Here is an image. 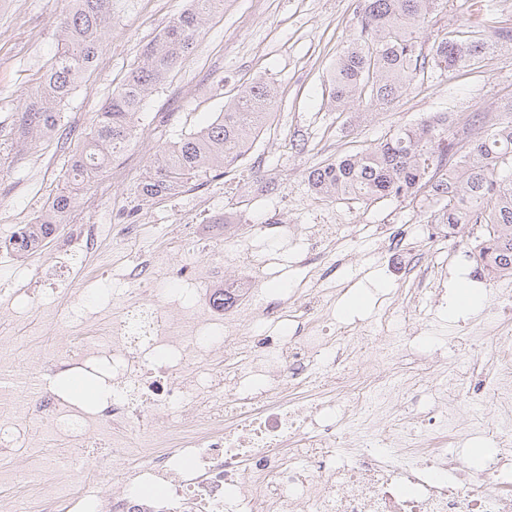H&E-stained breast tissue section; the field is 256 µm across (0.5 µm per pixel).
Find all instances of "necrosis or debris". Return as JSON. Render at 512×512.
Returning a JSON list of instances; mask_svg holds the SVG:
<instances>
[{
    "label": "necrosis or debris",
    "mask_w": 512,
    "mask_h": 512,
    "mask_svg": "<svg viewBox=\"0 0 512 512\" xmlns=\"http://www.w3.org/2000/svg\"><path fill=\"white\" fill-rule=\"evenodd\" d=\"M340 237L339 225H313L296 264L331 258ZM97 251V228L84 225L63 250L65 273L82 277ZM120 276L138 304L114 312L101 339L82 340L79 358L44 359L55 374L102 379L99 406L82 409L40 375L0 369V455L28 445L34 420L75 446L47 467L19 458L28 489L0 500V512H512V336L502 326L465 328L463 364L420 379L396 367L416 334L402 341L373 323L326 334L329 291L316 278L218 321L188 282L234 295L252 284L225 280L224 254L209 245L176 266L164 251L130 257ZM112 295L63 288L59 330L91 321ZM227 347L245 355L243 367L202 368ZM474 389L493 419L467 409ZM400 400L422 408L425 428L394 415ZM479 436L493 452L473 469L459 452ZM106 481L118 488L109 498Z\"/></svg>",
    "instance_id": "necrosis-or-debris-1"
}]
</instances>
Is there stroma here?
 I'll return each instance as SVG.
<instances>
[{
  "mask_svg": "<svg viewBox=\"0 0 512 512\" xmlns=\"http://www.w3.org/2000/svg\"><path fill=\"white\" fill-rule=\"evenodd\" d=\"M70 6V0H0V243L9 239L14 225L29 223L60 191L67 161L96 112L137 63L142 47L186 8L187 0H118L95 71L84 77L63 108L65 135L35 142L25 133L21 115L39 99L42 75L56 51L55 25ZM359 20L358 0H224L195 50L146 103L137 137L118 160L129 168L127 178L117 181L111 171L100 173L55 235L37 252L16 258L1 274L19 288L20 302L31 306L28 316L14 324L23 345L36 342L28 323L38 315L37 302L49 299L60 278L54 262L77 225L99 229L101 252L82 283L90 292L111 287L113 270L134 254L164 248L171 263H178L182 247L169 234L172 225L186 226L204 242L213 221L232 212L239 222L232 225L230 240L251 251L273 244L285 224L358 226L357 234L337 245L335 266L321 269L323 287L336 291L340 326L381 317L378 297L399 291L401 267L390 260L376 228L408 225L409 250L437 254L443 265V295L424 298L414 307L401 306L386 321L384 333L394 335L407 324L421 327L424 338L406 350L403 371H414L423 362L435 373L457 365L459 354L447 345V338L455 335L458 325L491 314L497 285L512 288V278L497 281L477 266L471 227L436 239L420 229L427 211L434 208L432 202L320 199L304 175L311 166L370 146L390 130L436 112L455 113L458 139H471L469 116L492 122L504 117L505 106L512 103V44L497 46L478 65L449 76L425 74L391 106L375 108L354 121L332 111L327 73L356 33ZM259 75L276 82L279 103L234 171L135 206L136 187L154 149L199 129L240 85ZM133 207L138 210L139 233L125 242L116 227L120 213ZM462 287L476 294L474 305L457 302Z\"/></svg>",
  "mask_w": 512,
  "mask_h": 512,
  "instance_id": "1",
  "label": "stroma"
}]
</instances>
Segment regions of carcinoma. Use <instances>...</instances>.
<instances>
[{
	"instance_id": "cac0c4a2",
	"label": "carcinoma",
	"mask_w": 512,
	"mask_h": 512,
	"mask_svg": "<svg viewBox=\"0 0 512 512\" xmlns=\"http://www.w3.org/2000/svg\"><path fill=\"white\" fill-rule=\"evenodd\" d=\"M221 0H190V6L150 42L136 66L112 91L70 158L63 190L28 224L18 252H36L64 223L78 192L124 153L135 138V121L146 100L193 52L210 14ZM442 0H363L359 32L349 41L327 77L332 106L392 104L427 69L451 74L479 63L485 33L512 42V29L492 26L486 0H463L466 38L446 33L423 52L420 34ZM112 28V0H71L57 25L58 51L42 81L41 103L22 114L36 139L63 129L60 106L97 63L102 38ZM277 103L274 81L260 78L240 86L224 109L199 130L158 147L137 186L150 202L173 196L210 173H229L248 152ZM452 112H440L414 126H401L375 145L307 169L309 188L327 199H430L439 208L429 224H481L486 231L474 246L476 263L493 276H512V117L462 142L451 133Z\"/></svg>"
}]
</instances>
